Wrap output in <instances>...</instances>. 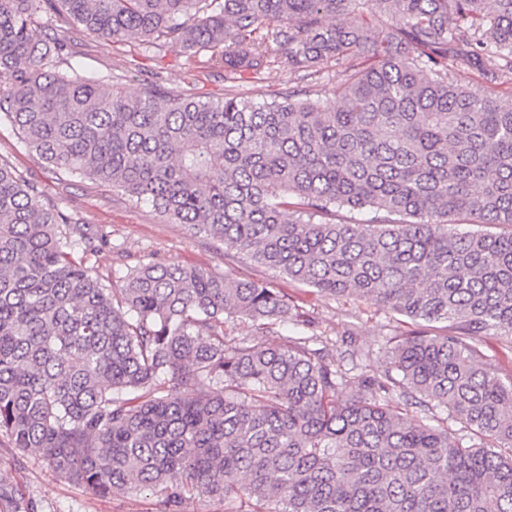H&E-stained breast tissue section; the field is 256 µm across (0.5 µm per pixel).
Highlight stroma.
I'll return each mask as SVG.
<instances>
[{
	"label": "stroma",
	"mask_w": 512,
	"mask_h": 512,
	"mask_svg": "<svg viewBox=\"0 0 512 512\" xmlns=\"http://www.w3.org/2000/svg\"><path fill=\"white\" fill-rule=\"evenodd\" d=\"M41 35L75 41L77 63L89 77L111 76L113 83L136 87L141 69L163 72L170 86L190 89L205 100L231 93L255 103L271 94L302 90L325 108L336 105V89L346 79L343 68L322 65L316 76L301 78L287 65L275 66L263 79L246 77L229 83L224 72L189 65L171 48L148 50L129 42L106 44L95 35L76 31L52 19H42ZM0 159L25 178L38 183L61 209L88 226L107 232L108 242L86 259V265L105 284L121 287L126 272L135 266L156 263L198 267L231 281L260 279L291 296L308 317L312 331L337 353L341 369L354 378L367 366H378L386 348L410 330V323L370 302L331 299L264 267L224 254L223 244L195 232L185 224L170 223L152 205L132 204L122 190L88 180L62 182L38 161L8 124L0 125ZM354 335L358 353H345V335ZM0 472L10 473L20 497L37 504V512H156L155 499L147 493L99 496L82 485L56 478L35 457L17 458L10 441L0 436Z\"/></svg>",
	"instance_id": "35a3bbf8"
}]
</instances>
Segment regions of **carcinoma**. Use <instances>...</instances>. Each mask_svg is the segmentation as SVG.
I'll return each instance as SVG.
<instances>
[{
  "label": "carcinoma",
  "instance_id": "1",
  "mask_svg": "<svg viewBox=\"0 0 512 512\" xmlns=\"http://www.w3.org/2000/svg\"><path fill=\"white\" fill-rule=\"evenodd\" d=\"M48 16L207 51L229 82L278 62L347 77L332 111L291 92L204 102L155 74L131 91L83 76L38 35ZM474 71L478 88L460 78ZM506 84L512 0H0V121L54 173L417 325L354 390L312 335L225 336L226 318L262 336L296 308L264 281L146 264L105 285L82 264L105 235L0 162V436L95 494L147 490L157 512L193 496L224 512H512V374L473 344L512 341ZM344 207L380 217L346 224Z\"/></svg>",
  "mask_w": 512,
  "mask_h": 512
}]
</instances>
